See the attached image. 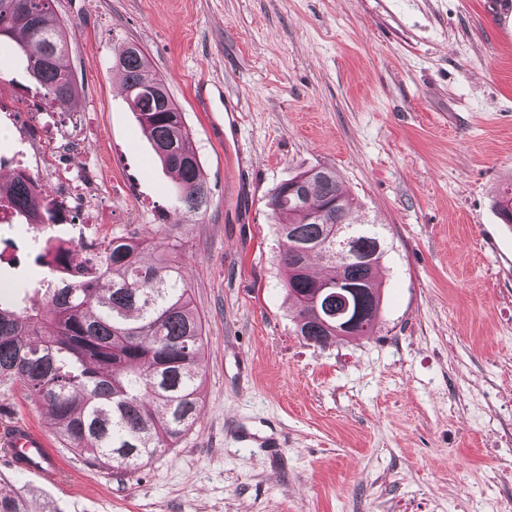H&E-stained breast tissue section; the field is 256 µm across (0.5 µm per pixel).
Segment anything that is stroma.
I'll return each instance as SVG.
<instances>
[{
    "label": "stroma",
    "mask_w": 512,
    "mask_h": 512,
    "mask_svg": "<svg viewBox=\"0 0 512 512\" xmlns=\"http://www.w3.org/2000/svg\"><path fill=\"white\" fill-rule=\"evenodd\" d=\"M69 24L85 137L104 174L113 235L161 223L174 176L157 160L115 66L130 43L184 113L211 188L176 239L206 338L199 418L134 477L63 446L59 482L0 479L32 512H504L512 505V16L494 0H52ZM223 88V97L212 96ZM0 123L45 109L0 46ZM238 104L237 150L220 133ZM253 192H239L237 153ZM356 214L383 224L382 317L370 336L306 344L282 286V241L265 207L315 165ZM6 297L41 299L49 271L24 225L0 224ZM48 431L42 406L0 387V434ZM275 432L262 448L239 426Z\"/></svg>",
    "instance_id": "obj_1"
}]
</instances>
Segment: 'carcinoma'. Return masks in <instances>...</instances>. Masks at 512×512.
I'll use <instances>...</instances> for the list:
<instances>
[{
	"instance_id": "cac0c4a2",
	"label": "carcinoma",
	"mask_w": 512,
	"mask_h": 512,
	"mask_svg": "<svg viewBox=\"0 0 512 512\" xmlns=\"http://www.w3.org/2000/svg\"><path fill=\"white\" fill-rule=\"evenodd\" d=\"M0 0V30L21 54L31 79L58 112L78 92L69 61V31L51 20V0H27L33 21L21 24L16 6ZM123 92L162 165L177 174L169 223L143 235L116 236L97 254L62 259L67 275L43 281L42 301H0V384L36 399L63 447L102 467L135 472L163 448H172L198 418L202 319L182 272L174 235L181 212L207 208L210 188L183 113L133 43L119 56ZM301 176L277 185L265 205L285 240L283 287L295 301L297 335L309 344L336 338V319H319L313 300L342 282L353 309L375 325L381 311L376 271L384 254L382 225L353 215L349 196L325 166L290 192ZM33 224L52 219V201L22 180L0 184V198ZM512 224V185L498 201ZM356 226L348 242L353 260L336 258V222ZM327 274L309 272L311 257ZM53 334H43L46 323ZM0 512H31L20 492L0 487Z\"/></svg>"
}]
</instances>
